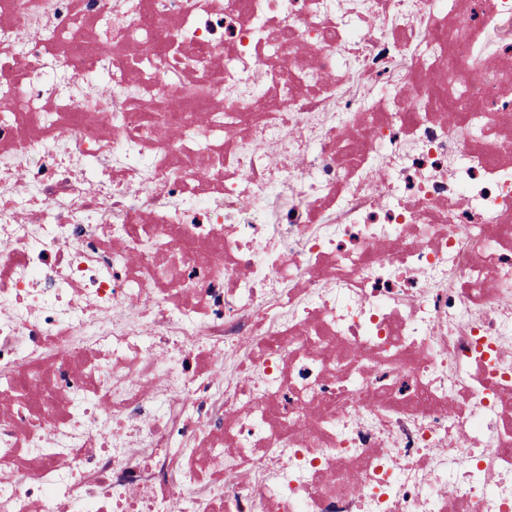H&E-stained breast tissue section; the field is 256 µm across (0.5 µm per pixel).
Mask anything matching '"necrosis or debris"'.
<instances>
[{"label":"necrosis or debris","mask_w":512,"mask_h":512,"mask_svg":"<svg viewBox=\"0 0 512 512\" xmlns=\"http://www.w3.org/2000/svg\"><path fill=\"white\" fill-rule=\"evenodd\" d=\"M0 512H512V0H0Z\"/></svg>","instance_id":"4bbe7bcc"}]
</instances>
